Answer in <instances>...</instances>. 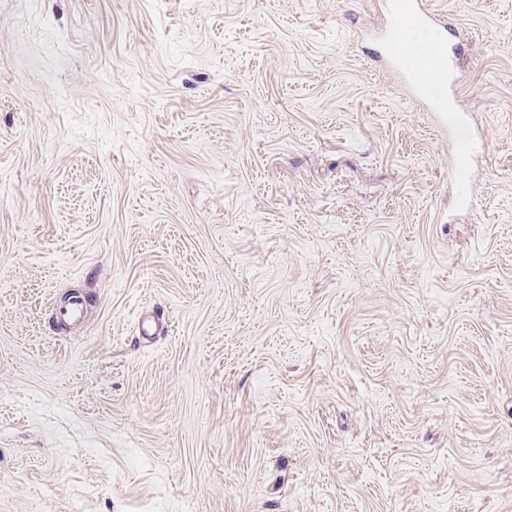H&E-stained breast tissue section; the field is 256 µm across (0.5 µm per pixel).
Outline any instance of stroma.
<instances>
[{"instance_id": "obj_1", "label": "stroma", "mask_w": 512, "mask_h": 512, "mask_svg": "<svg viewBox=\"0 0 512 512\" xmlns=\"http://www.w3.org/2000/svg\"><path fill=\"white\" fill-rule=\"evenodd\" d=\"M387 2L0 0V512H512V0L465 172Z\"/></svg>"}]
</instances>
